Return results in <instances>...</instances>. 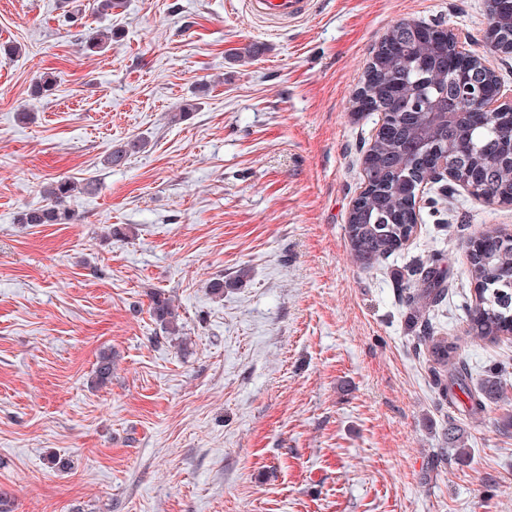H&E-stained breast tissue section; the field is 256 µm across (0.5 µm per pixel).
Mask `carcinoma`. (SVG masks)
I'll return each instance as SVG.
<instances>
[{"label": "carcinoma", "mask_w": 512, "mask_h": 512, "mask_svg": "<svg viewBox=\"0 0 512 512\" xmlns=\"http://www.w3.org/2000/svg\"><path fill=\"white\" fill-rule=\"evenodd\" d=\"M112 30L90 32L82 37L83 50L95 53L112 42ZM452 49L429 38H412L403 23L392 25L380 45L372 52L361 89L354 94L351 107L375 112L387 98L396 100L395 120L378 133L369 146L368 174L375 188L361 196V204L349 213L347 233L351 255L361 265H371L399 250L411 235L414 225L408 210L409 182L406 176L426 179L430 167L417 159L409 147L423 136L448 146V159L458 169L459 177L476 185L481 200L491 203L512 194V155L508 146L506 121L485 122L474 114L468 132L452 122L429 124L423 113L427 108L420 99L424 94L434 100L453 99L459 93L454 74L448 68ZM145 148L134 138L112 149L106 158L110 166H119ZM90 182L77 183L62 177L42 189L44 204L30 208L18 218L20 224H69L73 214L68 201L84 191ZM503 234L483 238V233L469 240L471 272L481 280L475 299L467 308L468 333L474 342H495L512 334V244L502 241ZM407 284V303L415 319H426L448 287V271L439 260L430 258L412 272ZM151 309L156 321L169 334L178 332L171 299L162 291L151 295ZM433 360L446 372L437 380L445 400L452 403L458 394L466 395L471 415L486 413L490 405L507 398L512 387L501 369H494L472 385V376L459 366L457 345L433 336L423 337ZM112 380V353L99 355L92 382L104 386Z\"/></svg>", "instance_id": "obj_1"}]
</instances>
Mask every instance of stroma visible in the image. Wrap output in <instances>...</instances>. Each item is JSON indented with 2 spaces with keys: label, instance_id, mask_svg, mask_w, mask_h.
I'll list each match as a JSON object with an SVG mask.
<instances>
[{
  "label": "stroma",
  "instance_id": "35a3bbf8",
  "mask_svg": "<svg viewBox=\"0 0 512 512\" xmlns=\"http://www.w3.org/2000/svg\"><path fill=\"white\" fill-rule=\"evenodd\" d=\"M88 30L66 0H0V493L13 512H512V400L442 401L422 333L473 378L512 369V337L468 339L467 239L512 207L434 184L411 239L364 267L347 234L379 122L351 99L373 46L406 20L490 49L488 0H315L271 30L244 0H125ZM255 43L254 61L234 49ZM54 73L41 98L35 77ZM196 103L188 120L169 112ZM30 110L32 120L16 115ZM142 138L120 167L104 159ZM88 178L71 224H21L41 186ZM118 236L105 238L106 227ZM443 258L449 288L413 323L401 277ZM226 283L223 297L208 290ZM162 290L179 333L162 332ZM108 386L92 385L100 352ZM468 452L448 454L449 430ZM60 458L62 467L49 464ZM151 309L156 321L160 322L167 333L175 335L179 331L171 299L166 297L163 291H157L151 295Z\"/></svg>",
  "mask_w": 512,
  "mask_h": 512
}]
</instances>
